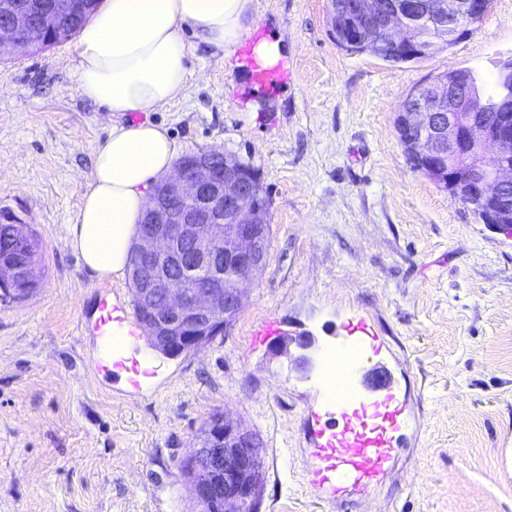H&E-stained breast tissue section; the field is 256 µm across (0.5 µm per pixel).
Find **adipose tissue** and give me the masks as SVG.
<instances>
[{"instance_id": "obj_1", "label": "adipose tissue", "mask_w": 512, "mask_h": 512, "mask_svg": "<svg viewBox=\"0 0 512 512\" xmlns=\"http://www.w3.org/2000/svg\"><path fill=\"white\" fill-rule=\"evenodd\" d=\"M253 9L254 0H106L82 29L77 89L114 116L95 146L91 181L67 230L93 276L127 267L151 189L177 157L165 129L133 124L127 113L159 111L184 92V28L229 57L250 35Z\"/></svg>"}]
</instances>
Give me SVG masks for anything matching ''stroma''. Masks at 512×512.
Returning <instances> with one entry per match:
<instances>
[{
  "label": "stroma",
  "mask_w": 512,
  "mask_h": 512,
  "mask_svg": "<svg viewBox=\"0 0 512 512\" xmlns=\"http://www.w3.org/2000/svg\"><path fill=\"white\" fill-rule=\"evenodd\" d=\"M282 38L290 79L247 94L239 65L185 29L186 90L132 114L180 155L217 149L267 191L266 262L225 333L176 358L144 331L123 349L150 371L132 384L96 370L101 297L133 312L128 277L92 276L66 228L112 115L77 90V38L0 62V211L27 215L37 291L0 302V512H196L181 463L216 412L264 446L259 512H512V237L411 170L395 128L420 82L512 57V0H491L473 34L419 62L341 50L330 0H254ZM274 321L309 335L310 364L253 333ZM379 338L353 382L385 367L407 405L405 446L369 497L306 484L326 410L325 353L347 325Z\"/></svg>",
  "instance_id": "stroma-1"
}]
</instances>
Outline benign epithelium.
Masks as SVG:
<instances>
[{
	"label": "benign epithelium",
	"mask_w": 512,
	"mask_h": 512,
	"mask_svg": "<svg viewBox=\"0 0 512 512\" xmlns=\"http://www.w3.org/2000/svg\"><path fill=\"white\" fill-rule=\"evenodd\" d=\"M490 0H355L346 42L369 50L359 23L380 34L395 56L425 58L435 49L424 30L450 42L472 34ZM70 4L35 2L27 9L0 0V57L35 50L17 38L33 23L51 44L66 33ZM501 99L467 81L440 75L423 85L396 115L407 164L468 205L482 223L512 236V113L495 120L486 113L512 97V58L496 72ZM263 190L252 171L216 150L195 154L190 165L174 164L160 181L137 224L129 262L140 323L150 346L166 357L197 350L223 333L242 307L245 288L265 263L268 224L256 200ZM17 253L0 252V300L20 301L40 280L35 244L17 237ZM259 437L227 414L204 425L192 457L184 463L201 512H245L257 505L263 473L256 458Z\"/></svg>",
	"instance_id": "1"
}]
</instances>
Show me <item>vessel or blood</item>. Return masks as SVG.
<instances>
[{"mask_svg":"<svg viewBox=\"0 0 512 512\" xmlns=\"http://www.w3.org/2000/svg\"><path fill=\"white\" fill-rule=\"evenodd\" d=\"M241 60L255 91H265L286 78L283 64H265L251 50H244ZM126 323L110 300H102L97 331L108 337ZM374 346L375 339L365 324L348 327L343 349L354 352L356 361H363ZM403 425L404 404L393 395L384 371L373 373L369 398H362L348 385L330 392L325 421L315 433L317 443L313 449L322 466L307 475V483L330 484L332 493L340 499L374 491L382 484L402 445Z\"/></svg>","mask_w":512,"mask_h":512,"instance_id":"b4317fda","label":"vessel or blood"}]
</instances>
